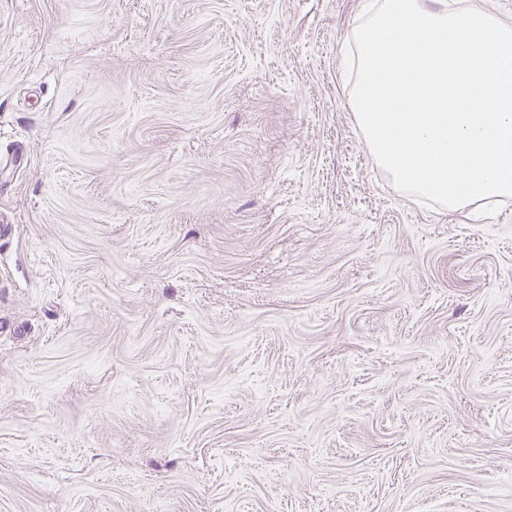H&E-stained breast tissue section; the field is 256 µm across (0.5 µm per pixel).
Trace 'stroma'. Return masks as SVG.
I'll return each mask as SVG.
<instances>
[{
  "mask_svg": "<svg viewBox=\"0 0 512 512\" xmlns=\"http://www.w3.org/2000/svg\"><path fill=\"white\" fill-rule=\"evenodd\" d=\"M370 0H0V512H512V198L396 189Z\"/></svg>",
  "mask_w": 512,
  "mask_h": 512,
  "instance_id": "obj_1",
  "label": "stroma"
}]
</instances>
